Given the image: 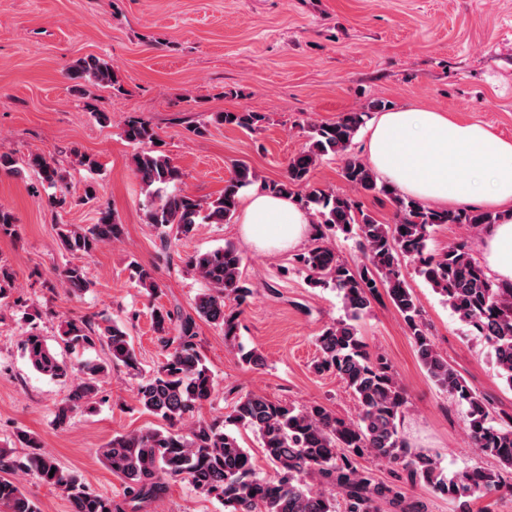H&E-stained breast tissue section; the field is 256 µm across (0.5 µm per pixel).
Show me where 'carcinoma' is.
Instances as JSON below:
<instances>
[{"instance_id":"obj_1","label":"carcinoma","mask_w":512,"mask_h":512,"mask_svg":"<svg viewBox=\"0 0 512 512\" xmlns=\"http://www.w3.org/2000/svg\"><path fill=\"white\" fill-rule=\"evenodd\" d=\"M69 78L122 90L112 64L94 56L70 66ZM385 107L384 101L374 100L330 124L312 126L308 145L290 158L280 181L261 182L249 165L235 164L224 191L209 202L180 188L182 170L154 149L155 132L147 123L131 116L123 127L125 139L135 148L133 170L147 192V219L166 243L187 236L200 222L222 224L232 218L240 191L257 182L270 194L296 197L309 212L313 236L297 254L296 263L310 285L335 289L345 311L344 318L315 337L318 356L312 371L340 379L356 402V417L340 418L319 403L296 405L256 392L240 395L231 411L220 417H197L216 390L214 375L200 350L197 320L220 328L224 340L232 343L238 336L241 307L255 293V285L242 276L241 252L226 244L184 259L205 285L192 311L178 306L152 308L153 330L164 360L148 374L143 373L125 323L109 318L97 324L60 322L59 346L84 353L100 348L107 353L103 360L87 358L75 366L59 359L37 328L27 332L22 353L33 370L69 384L67 395L52 412L55 428H67L78 411L101 401V383L110 368L119 366L139 379L136 396L141 409L164 425L116 433L99 449L105 466L124 482L120 500L92 490L79 474L44 453L33 434L16 430L12 444L0 445V507L4 512H40L35 499L20 487L18 475H29L61 491L72 512H143L163 499L170 484L177 481H186L198 493L216 499L224 505V512H385L386 503L398 512H426L423 502L407 497L403 487L376 481L359 463L365 457L402 468L408 483L424 485L434 495L459 503L460 512H470L468 498L475 494L487 496L503 488L512 493V414H493L490 401L436 350L403 273V263H412L417 275L442 297L468 332L486 342L498 375L512 390V283L505 285L491 277L465 240L449 244L438 254L427 251L432 231L442 224L485 228L499 223L500 216L480 209L429 208L380 180L371 166L351 152V145L371 113ZM213 121L254 132L265 116L250 111L218 112ZM327 156L342 159V178L356 191L390 197L399 212L398 222L382 224L351 196L309 186L311 172ZM27 166L59 191L58 203H63L65 177L56 163L34 153ZM302 185L309 190L295 196V188ZM339 234L357 239L363 264L352 267L340 259L333 245ZM124 235V225L109 209L99 210L93 224H63L58 231L65 251L85 255ZM129 269L130 279L148 296L162 292L154 265L134 261ZM13 280L10 266L0 259V308L8 305ZM60 281L72 294L93 286L85 265L74 262L65 264ZM381 290L406 324L430 380L465 408L472 445L495 459L497 469L472 468L447 476L432 456L409 447L400 430L407 392L386 358L371 352L358 328L361 316ZM243 430L256 435L275 467L274 475L256 472L252 456L241 443Z\"/></svg>"}]
</instances>
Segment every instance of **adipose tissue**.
<instances>
[{
  "label": "adipose tissue",
  "instance_id": "obj_1",
  "mask_svg": "<svg viewBox=\"0 0 512 512\" xmlns=\"http://www.w3.org/2000/svg\"><path fill=\"white\" fill-rule=\"evenodd\" d=\"M368 160L401 193L441 207L481 200L501 220L485 231L492 275L512 282V142L447 113L402 107L367 126ZM243 237L260 248H292L310 232V216L292 199L250 192L238 210Z\"/></svg>",
  "mask_w": 512,
  "mask_h": 512
}]
</instances>
